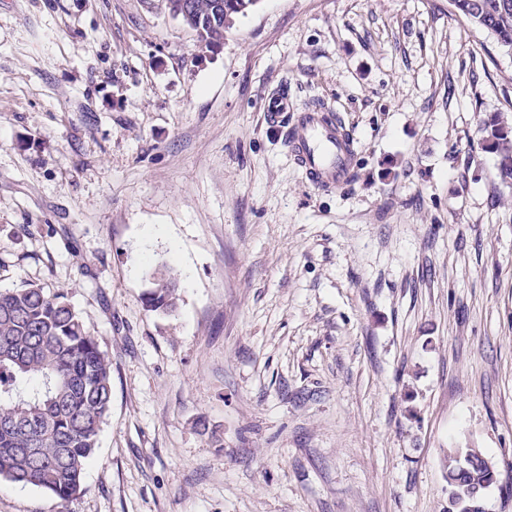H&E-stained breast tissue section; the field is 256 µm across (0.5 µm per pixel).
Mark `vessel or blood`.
I'll return each instance as SVG.
<instances>
[{
	"instance_id": "vessel-or-blood-1",
	"label": "vessel or blood",
	"mask_w": 512,
	"mask_h": 512,
	"mask_svg": "<svg viewBox=\"0 0 512 512\" xmlns=\"http://www.w3.org/2000/svg\"><path fill=\"white\" fill-rule=\"evenodd\" d=\"M264 119L273 127L286 126L293 159L315 190L329 191L351 180L354 139L332 110L310 104L296 107L283 88L267 98Z\"/></svg>"
}]
</instances>
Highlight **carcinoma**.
<instances>
[{"instance_id":"cac0c4a2","label":"carcinoma","mask_w":512,"mask_h":512,"mask_svg":"<svg viewBox=\"0 0 512 512\" xmlns=\"http://www.w3.org/2000/svg\"><path fill=\"white\" fill-rule=\"evenodd\" d=\"M212 0H193L199 48L224 42L233 20L256 0H224V19L211 18ZM454 11L485 24L500 47L512 48V0H450ZM485 141L502 179L512 180V128L493 120ZM147 308H177V274L151 273ZM112 403V362L63 291L37 284L0 290V479L32 486L60 502L80 491L84 471ZM452 512H485L483 492L496 468L477 448H450L446 465Z\"/></svg>"}]
</instances>
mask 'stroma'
Wrapping results in <instances>:
<instances>
[{"label": "stroma", "mask_w": 512, "mask_h": 512, "mask_svg": "<svg viewBox=\"0 0 512 512\" xmlns=\"http://www.w3.org/2000/svg\"><path fill=\"white\" fill-rule=\"evenodd\" d=\"M282 86L342 117L348 185L264 122ZM498 118L512 56L449 0H260L207 53L166 0H0V290L66 291L112 361L81 492L0 512H448L467 447L512 512ZM152 288L145 297L147 308L153 312L168 314L178 305L180 283L177 274L162 266L151 273Z\"/></svg>", "instance_id": "35a3bbf8"}]
</instances>
